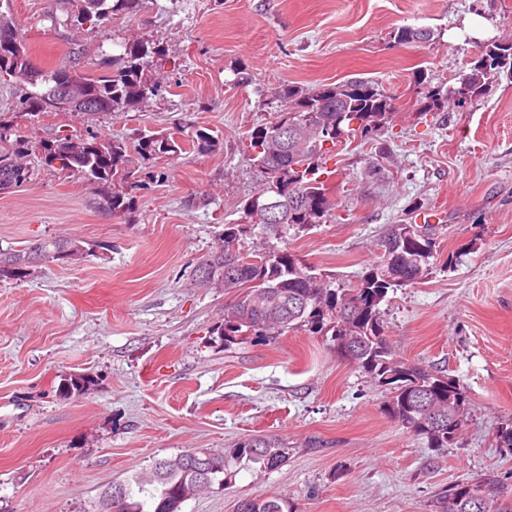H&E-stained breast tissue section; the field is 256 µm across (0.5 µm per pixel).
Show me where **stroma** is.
I'll list each match as a JSON object with an SVG mask.
<instances>
[{
	"instance_id": "1",
	"label": "stroma",
	"mask_w": 512,
	"mask_h": 512,
	"mask_svg": "<svg viewBox=\"0 0 512 512\" xmlns=\"http://www.w3.org/2000/svg\"><path fill=\"white\" fill-rule=\"evenodd\" d=\"M0 17L22 30L40 68L79 45L89 70L133 41L164 51L152 71L160 91L129 112H52L32 124L21 115L27 84L0 79V113L19 130L220 140L210 153L149 162L129 221L56 170L0 191V248L51 237L99 246L0 283V512H86L154 459L273 434L290 447L285 463L238 467L223 491L182 512H236L270 494L296 512H433L449 485L484 478L512 492V452L497 439L512 422V78L495 74L489 94L464 107L419 110L484 42L512 40V0H145L80 27L66 0H0ZM407 25L430 41L394 44L391 32ZM353 78L394 96L392 121L324 145L335 216L288 235V248L342 287L377 261L391 225H430V274L389 291L380 309L399 359L445 371L468 396L462 436L441 452L385 416L386 389L322 336L225 346L218 327L232 294L192 285L198 258L264 181L249 137L273 121L275 87ZM73 374L94 383L62 396Z\"/></svg>"
}]
</instances>
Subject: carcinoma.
Wrapping results in <instances>:
<instances>
[{"label": "carcinoma", "mask_w": 512, "mask_h": 512, "mask_svg": "<svg viewBox=\"0 0 512 512\" xmlns=\"http://www.w3.org/2000/svg\"><path fill=\"white\" fill-rule=\"evenodd\" d=\"M70 18L77 25L95 24L112 16L134 11L143 0H71ZM17 48L0 55V72L33 87L23 100L27 115L35 118L51 112L49 100L61 77L69 74L81 80L87 90L91 114L128 112L155 94L157 87L147 73L160 48L133 42L124 53L112 58V70L101 73L80 66L78 55L51 69L34 66L26 38L13 28ZM397 45L429 41L430 31L401 26L393 31ZM512 59V41L485 45L472 62L470 72L451 90L438 86L425 95L421 111L440 112L448 101L462 107L485 94L488 76ZM280 102L275 120L250 135L255 165L262 167L265 183L254 195L241 201V220L226 224L212 249L203 255L194 273L198 288H222L236 293L224 310V344L265 339L306 327L326 337L336 357L362 371L374 383L388 390L383 411L391 420L427 446L440 451L448 446L449 432L463 428L468 399L456 381L441 371L431 372L416 364L394 358L384 334L380 304L388 290L413 285L431 270L436 244L431 234L411 224H395L384 236L380 260L351 288L340 292L331 287V277L290 252L272 246L262 253L237 252V266L227 271V260L240 242L260 229L267 239L281 240L292 228L304 232L333 216L338 202L330 193V174L322 166L321 149L326 140L349 134L368 136L380 131L395 110V98L372 80L354 78L338 84L304 89L281 83L274 91ZM358 127H351V122ZM292 128L283 138L278 130ZM201 153L214 150L219 141L205 132L190 139ZM38 153L46 169L78 175L98 190L114 217L135 213L132 192L138 188L136 173L141 162L182 152L173 136H143L135 146L120 139L94 134L58 136L36 142L16 133L0 119V190L24 185L33 171L21 162ZM277 202L280 223L270 224L260 205ZM96 245L77 238H47L20 250L0 249V283L22 282L41 261H62L63 254L76 249L83 261L95 255ZM92 378L75 374L60 384L63 396L82 394ZM209 480L192 476L185 460L189 451L158 459L126 478L121 485L125 503L116 512H182L187 485L201 483L200 490L224 488L232 468L245 462L264 470L279 467L289 454L288 443L277 436L247 438L228 452L207 450ZM237 512H296L288 498L268 495L240 501ZM435 512H512V499L492 480L458 482L448 487L435 502Z\"/></svg>", "instance_id": "carcinoma-1"}]
</instances>
